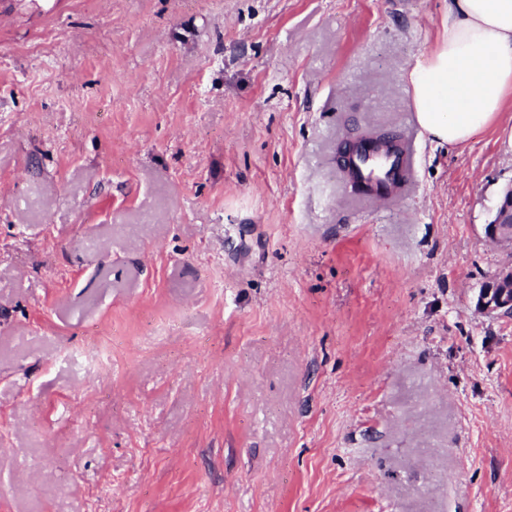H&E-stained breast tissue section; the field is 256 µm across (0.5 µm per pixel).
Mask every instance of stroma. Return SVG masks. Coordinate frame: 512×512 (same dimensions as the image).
<instances>
[{
	"label": "stroma",
	"mask_w": 512,
	"mask_h": 512,
	"mask_svg": "<svg viewBox=\"0 0 512 512\" xmlns=\"http://www.w3.org/2000/svg\"><path fill=\"white\" fill-rule=\"evenodd\" d=\"M447 5L0 0V512H512V105L441 147L403 81ZM416 165V149L414 143L398 144L387 151L386 149H370V159L362 164L355 156L351 159V166L355 174L373 186L375 200L384 201L389 187L398 177L402 175L405 181L410 182L413 178ZM381 166L384 172L388 173V181L379 182L377 179V168ZM485 234L492 240L512 242V185L504 191L494 219L485 226ZM477 306L485 312L512 313V271L502 272L493 278L490 288H481Z\"/></svg>",
	"instance_id": "stroma-1"
}]
</instances>
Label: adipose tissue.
Listing matches in <instances>:
<instances>
[{
    "mask_svg": "<svg viewBox=\"0 0 512 512\" xmlns=\"http://www.w3.org/2000/svg\"><path fill=\"white\" fill-rule=\"evenodd\" d=\"M403 79L432 143H469L512 100V0H448L435 43Z\"/></svg>",
    "mask_w": 512,
    "mask_h": 512,
    "instance_id": "ef3b65f1",
    "label": "adipose tissue"
}]
</instances>
